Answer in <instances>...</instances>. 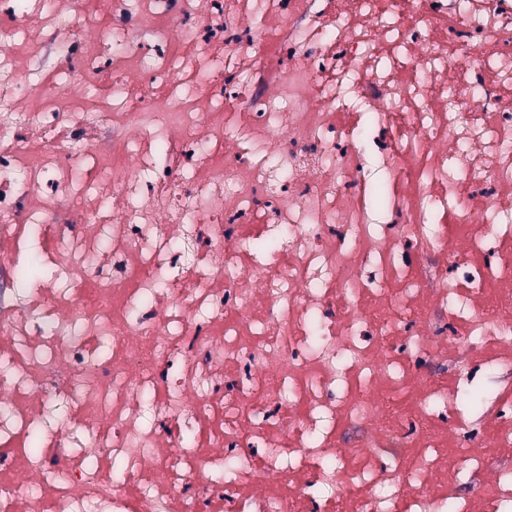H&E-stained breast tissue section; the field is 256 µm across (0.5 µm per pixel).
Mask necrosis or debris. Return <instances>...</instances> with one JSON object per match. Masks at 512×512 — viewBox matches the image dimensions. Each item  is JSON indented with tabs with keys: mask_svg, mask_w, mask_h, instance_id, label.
I'll list each match as a JSON object with an SVG mask.
<instances>
[{
	"mask_svg": "<svg viewBox=\"0 0 512 512\" xmlns=\"http://www.w3.org/2000/svg\"><path fill=\"white\" fill-rule=\"evenodd\" d=\"M0 273V512H512V0H0Z\"/></svg>",
	"mask_w": 512,
	"mask_h": 512,
	"instance_id": "necrosis-or-debris-1",
	"label": "necrosis or debris"
}]
</instances>
